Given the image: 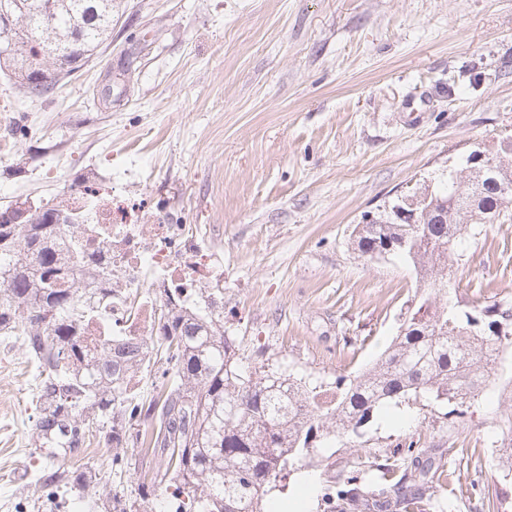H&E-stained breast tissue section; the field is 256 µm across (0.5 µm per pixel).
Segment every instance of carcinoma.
Wrapping results in <instances>:
<instances>
[{"mask_svg": "<svg viewBox=\"0 0 512 512\" xmlns=\"http://www.w3.org/2000/svg\"><path fill=\"white\" fill-rule=\"evenodd\" d=\"M13 14L10 54L23 95L41 99L53 89L56 65L69 72L83 66L112 33V0H21ZM508 193L490 190L468 211L464 205L477 182L466 177L437 189L448 209L446 224H365L356 249L379 250L413 266L422 292L390 346L371 367L349 382H337L325 404L319 393L289 375L258 368L243 373L233 340L209 312L162 300L158 327L139 346H103L98 359L84 360L82 322L93 309L95 292L75 280L60 286L64 261L50 238L76 215L60 201L40 210L0 212V333L23 336L28 350L49 369L42 381L39 447L79 448L86 420L109 425L107 445L132 447L160 457L152 487L177 502L175 512H264L263 498L286 479L295 459L317 451L320 438L359 436L358 430L390 402L414 397L432 403L464 404L487 387L490 353L512 345V329L497 331L509 305L495 301L480 315L460 314L440 302L448 288V256L462 236L483 224L512 221V177ZM164 349L163 381L148 402L126 390L124 371L140 367L155 348ZM151 420L154 427L141 431ZM392 463L365 465L334 482L324 493L330 512H457L453 499L427 494L437 473L398 474ZM96 474L75 469L65 474L73 486L92 483ZM100 512H140L136 501L114 492Z\"/></svg>", "mask_w": 512, "mask_h": 512, "instance_id": "carcinoma-1", "label": "carcinoma"}]
</instances>
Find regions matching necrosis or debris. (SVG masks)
<instances>
[{
  "mask_svg": "<svg viewBox=\"0 0 512 512\" xmlns=\"http://www.w3.org/2000/svg\"><path fill=\"white\" fill-rule=\"evenodd\" d=\"M75 205L82 224L74 232L59 231L55 240L69 261L68 278L92 269L99 287L121 281L120 290L101 302L83 329L87 358H96L103 344L135 343L151 335L159 305L154 287L186 305L204 283L223 287V265L186 225L142 223L137 206H115L91 187Z\"/></svg>",
  "mask_w": 512,
  "mask_h": 512,
  "instance_id": "1",
  "label": "necrosis or debris"
}]
</instances>
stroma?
<instances>
[{"label": "stroma", "instance_id": "obj_1", "mask_svg": "<svg viewBox=\"0 0 512 512\" xmlns=\"http://www.w3.org/2000/svg\"><path fill=\"white\" fill-rule=\"evenodd\" d=\"M512 135V0H115L112 34L45 98L0 68V211L39 208L93 184L146 201L145 221L188 224L224 259V333L241 367L267 366L329 394L374 363L420 291L404 260L360 256L368 212L437 179L476 144ZM448 298L470 311L512 304V222L464 237ZM38 362L0 335V512H93L121 490L141 512L152 465L113 451L97 427L67 453L33 441ZM512 388L478 402L390 404L358 438L297 463L268 504L305 495L306 512L358 457L407 449L457 460L459 512H512ZM121 454L122 466L112 464ZM97 475L82 492L63 471Z\"/></svg>", "mask_w": 512, "mask_h": 512}]
</instances>
